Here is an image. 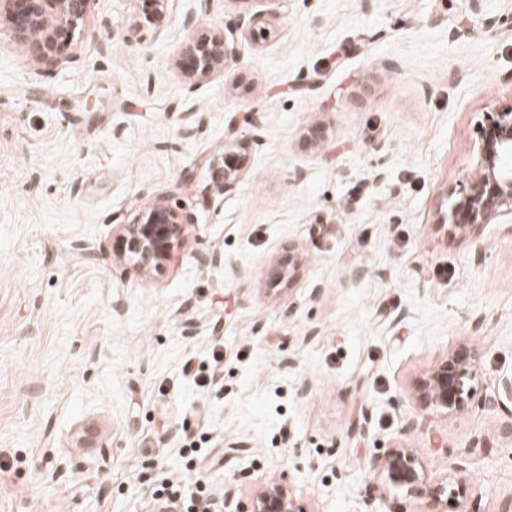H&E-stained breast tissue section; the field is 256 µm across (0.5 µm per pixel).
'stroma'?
Wrapping results in <instances>:
<instances>
[{
  "instance_id": "35a3bbf8",
  "label": "stroma",
  "mask_w": 512,
  "mask_h": 512,
  "mask_svg": "<svg viewBox=\"0 0 512 512\" xmlns=\"http://www.w3.org/2000/svg\"><path fill=\"white\" fill-rule=\"evenodd\" d=\"M194 28L234 52L202 82L175 66ZM58 47L0 30V512H153L176 480L244 510L279 481L298 512H512V216L441 221L512 109V0H95ZM154 201L194 223L148 273L119 227ZM464 345L468 408L420 414L417 381ZM398 444L427 492L369 471ZM457 474L467 498L432 496ZM226 163V164H225ZM212 173L214 174V185L218 193H224L231 188L239 176L237 166L229 159L215 158L211 161Z\"/></svg>"
}]
</instances>
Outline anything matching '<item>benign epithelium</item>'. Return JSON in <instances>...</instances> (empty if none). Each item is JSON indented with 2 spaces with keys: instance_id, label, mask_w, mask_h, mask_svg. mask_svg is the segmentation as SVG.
Returning <instances> with one entry per match:
<instances>
[{
  "instance_id": "1",
  "label": "benign epithelium",
  "mask_w": 512,
  "mask_h": 512,
  "mask_svg": "<svg viewBox=\"0 0 512 512\" xmlns=\"http://www.w3.org/2000/svg\"><path fill=\"white\" fill-rule=\"evenodd\" d=\"M94 0H0V27L29 42L43 61L58 63L57 40L63 30L83 28L91 16ZM232 60L224 36L197 31L182 45L176 67L188 79L206 80L224 70ZM214 185L222 193L239 176L229 159L211 161ZM505 212L512 214V109L487 113L474 174L461 184L452 224L462 230L469 225L488 224ZM192 218L161 201L141 207L132 222L121 225L120 258L141 269H157L188 236ZM299 266L297 257L275 261L270 280H289ZM478 370L474 354L463 347L437 363L419 380L412 398L423 412L446 417L464 411L472 399ZM369 470L384 476L410 495L422 491L423 472L411 449L397 446L369 462ZM250 512H296L286 486L273 482L261 489L251 502Z\"/></svg>"
}]
</instances>
